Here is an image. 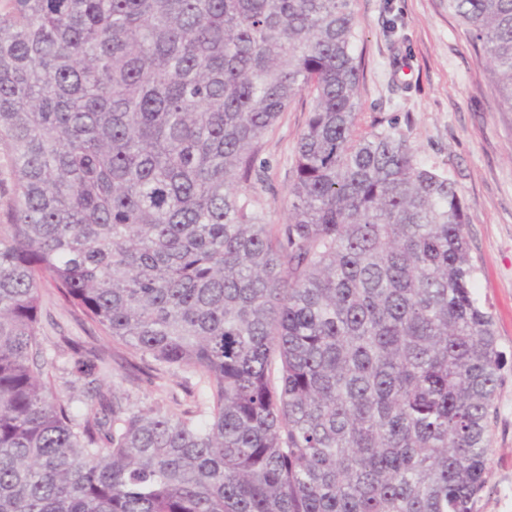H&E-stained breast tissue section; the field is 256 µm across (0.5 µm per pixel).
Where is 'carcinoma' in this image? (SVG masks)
Returning a JSON list of instances; mask_svg holds the SVG:
<instances>
[{"label":"carcinoma","instance_id":"1","mask_svg":"<svg viewBox=\"0 0 512 512\" xmlns=\"http://www.w3.org/2000/svg\"><path fill=\"white\" fill-rule=\"evenodd\" d=\"M353 0L0 11V512H477L502 356L466 205L360 112ZM512 112V0H447ZM311 108L287 218L267 137ZM185 398L56 390L40 281ZM14 182L15 169L12 153L0 143V224L5 223L4 214L13 202Z\"/></svg>","mask_w":512,"mask_h":512}]
</instances>
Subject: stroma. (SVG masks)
<instances>
[{
    "label": "stroma",
    "mask_w": 512,
    "mask_h": 512,
    "mask_svg": "<svg viewBox=\"0 0 512 512\" xmlns=\"http://www.w3.org/2000/svg\"><path fill=\"white\" fill-rule=\"evenodd\" d=\"M355 53L362 62V110L396 122L420 159L447 170L466 205L467 235L480 304L494 316L503 356L488 423L486 488L478 512H512V112L500 109L496 89L447 0H353ZM309 110L308 99L282 113L268 137L269 162L261 198L270 223L285 220L291 158ZM41 325L50 339L68 336L81 354L57 353L58 390L81 395L76 359L108 348L102 390L117 389L138 408L168 405L177 380L133 375L123 348L107 346L91 323L57 301L50 280L40 284Z\"/></svg>",
    "instance_id": "1"
}]
</instances>
